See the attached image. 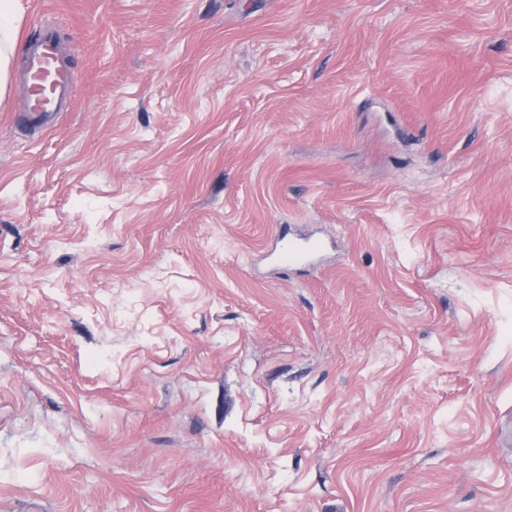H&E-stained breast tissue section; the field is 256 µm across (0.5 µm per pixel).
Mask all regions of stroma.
<instances>
[{
  "label": "stroma",
  "mask_w": 512,
  "mask_h": 512,
  "mask_svg": "<svg viewBox=\"0 0 512 512\" xmlns=\"http://www.w3.org/2000/svg\"><path fill=\"white\" fill-rule=\"evenodd\" d=\"M20 3L0 512H512V0ZM59 46L51 37H42L34 40L30 53L28 68L29 70H40L46 66H54L59 69L57 63L59 60ZM76 78L73 74L66 73L63 70L58 71L57 75V86L54 96V101L51 105L46 106L44 108H36L35 105H32L29 103L26 106V109L23 111L18 112H43L40 115L33 116L29 114H25L26 117H28L29 120L34 122L35 124H39L41 126L46 127V129H49L48 123L49 118L46 115L48 112H56L59 104L63 102L71 93L72 88H75Z\"/></svg>",
  "instance_id": "stroma-1"
}]
</instances>
